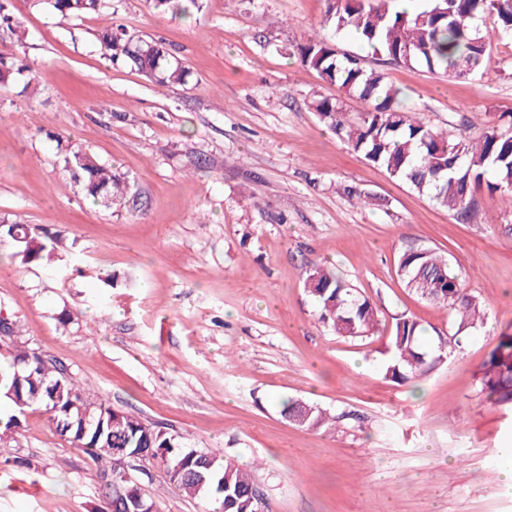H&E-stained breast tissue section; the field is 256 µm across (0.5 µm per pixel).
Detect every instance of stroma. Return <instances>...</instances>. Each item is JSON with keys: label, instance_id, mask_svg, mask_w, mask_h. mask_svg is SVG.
<instances>
[{"label": "stroma", "instance_id": "1", "mask_svg": "<svg viewBox=\"0 0 512 512\" xmlns=\"http://www.w3.org/2000/svg\"><path fill=\"white\" fill-rule=\"evenodd\" d=\"M10 9L25 38L0 30V56L41 69L46 86L32 97L0 86V216L62 236L35 265L0 245V311L30 347L112 408L250 469L271 512H512L498 475L512 402L488 400L480 383L512 333V201L480 189L462 222L367 163L309 107L339 97L356 121L366 103L292 52L322 38L363 56L426 124L468 141L512 114V36L492 35L482 74L451 78L383 64L334 35L325 0H204L189 19L149 0H107L69 21L31 0ZM118 26L163 41L187 83L112 65L101 39ZM61 139L124 174L137 210L86 199ZM348 186L380 205L356 204ZM417 246L447 255L482 325L458 331L454 311L405 287L398 259ZM317 265L373 303L374 335L343 338L320 322L305 290ZM104 274L117 287H100ZM404 315L457 345L399 384L385 374V347ZM291 397L335 423L289 422ZM134 476L159 512H210L161 461L137 463ZM0 512H107L97 464L44 410L0 442Z\"/></svg>", "mask_w": 512, "mask_h": 512}]
</instances>
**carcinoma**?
I'll return each instance as SVG.
<instances>
[{"instance_id": "1", "label": "carcinoma", "mask_w": 512, "mask_h": 512, "mask_svg": "<svg viewBox=\"0 0 512 512\" xmlns=\"http://www.w3.org/2000/svg\"><path fill=\"white\" fill-rule=\"evenodd\" d=\"M46 2L63 19L80 18L100 11L106 0H37ZM155 8L188 15L202 11L204 0H151ZM393 0H326L325 23L334 32L351 33L364 47L392 64L427 68L452 77L476 76L481 72L490 32L485 19L493 18L495 29L512 35V0H429L413 13L398 11ZM0 25L24 37L19 22L9 10L8 0H0ZM108 59L129 64L161 86L185 83L188 71L160 40L135 39L117 27L102 36ZM301 62L321 78L345 89L348 94L370 103L359 121H350L340 100L321 97L311 109L338 138L347 142L370 164L384 169L413 190L430 196L461 221H469L477 201L469 187L486 184L490 193L512 199V123L492 125L478 138L464 143L448 133L429 127L420 113L400 106L401 91L386 80L383 72L368 69L355 54H336L326 40L310 41L296 47ZM23 82L22 92H33L43 77L25 64L0 57V84L15 79ZM84 196L115 208L138 204L129 180L100 162L93 154L73 149L64 154ZM17 248L15 255L25 264L51 256L58 237L37 232L27 224L0 217V243ZM398 274L405 286L421 298L455 311L457 331L483 322L484 313L476 298L464 291L448 258L423 247L421 253L409 248L402 252ZM307 292L316 302L320 320L337 335L367 337L378 328V313L372 304L353 292L335 273L316 267L309 271ZM427 328L418 320L397 319L387 349L386 374L397 382L426 375L438 360L448 357L454 337L437 335L432 345L423 346ZM7 336L13 350L6 364H0V439L13 437L22 418L34 406L51 413L57 433L76 448L86 450L101 465L102 473L116 470L117 452H152L169 482L191 496H204L215 505L214 512H269L257 497L251 472L221 458L184 450L178 436L145 424L140 418L86 395L63 368L45 361L21 340L16 323ZM512 348V335L500 336L482 370V391L496 403L512 401V362L501 351ZM300 403L288 400L282 413L302 420V426L320 428L330 422L325 410L310 406L301 414ZM109 512H142L150 505L141 488L133 482H119V489L105 486Z\"/></svg>"}]
</instances>
